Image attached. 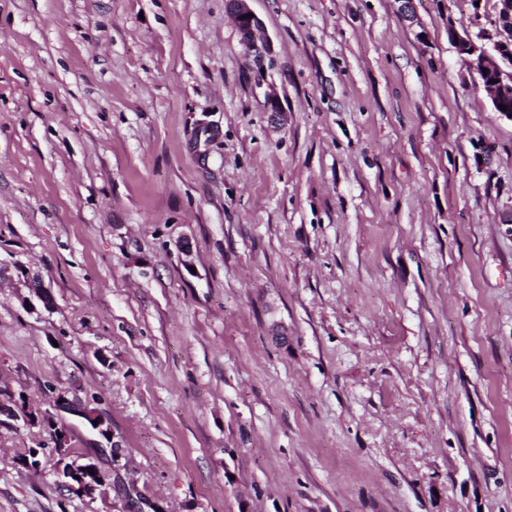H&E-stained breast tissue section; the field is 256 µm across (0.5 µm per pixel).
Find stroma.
Instances as JSON below:
<instances>
[{"label": "stroma", "mask_w": 512, "mask_h": 512, "mask_svg": "<svg viewBox=\"0 0 512 512\" xmlns=\"http://www.w3.org/2000/svg\"><path fill=\"white\" fill-rule=\"evenodd\" d=\"M247 4L0 0V512H512L496 0ZM247 0H228V9L232 14L242 38L248 49L256 55H261L267 50L266 41H258L256 32L261 28L260 19L250 10ZM247 14H253L252 18ZM493 31L482 29L474 37L467 29L458 31L451 29L452 40L456 47L469 50L473 55L480 54L478 60L472 62L475 68L479 65L481 71L497 73V83H494L490 100L498 111L499 104L512 97V76L504 66L512 68V26H504L498 20L492 22ZM476 38V39H475Z\"/></svg>", "instance_id": "obj_1"}]
</instances>
